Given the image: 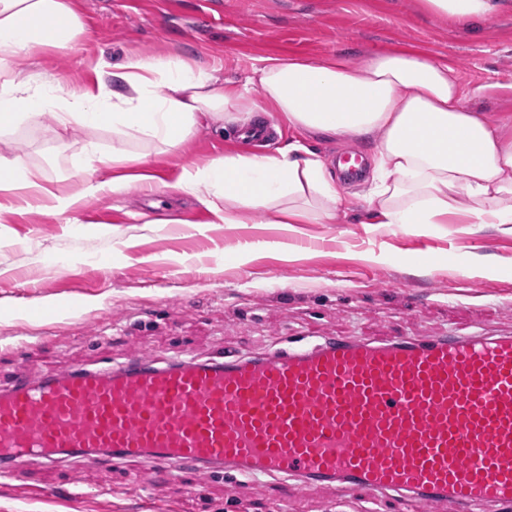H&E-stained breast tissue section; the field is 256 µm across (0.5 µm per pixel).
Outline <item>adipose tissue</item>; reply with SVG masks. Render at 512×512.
<instances>
[{
    "label": "adipose tissue",
    "instance_id": "obj_1",
    "mask_svg": "<svg viewBox=\"0 0 512 512\" xmlns=\"http://www.w3.org/2000/svg\"><path fill=\"white\" fill-rule=\"evenodd\" d=\"M85 22L73 0H0V129L40 124L111 129V161H147L177 151L200 122L252 124L281 113L289 128L330 139H374L366 193L370 224H511L512 117L494 122L463 105L483 86L463 87L448 65L407 53L352 64L345 57H263L245 85L180 57H99L96 82L80 92L16 69L28 57L79 42ZM259 86L261 103L249 98ZM42 168L0 149V210L7 202L61 214L78 197L46 185ZM181 188L227 224L260 212L267 223L329 224L342 195L323 159L300 141L270 154H228L184 168Z\"/></svg>",
    "mask_w": 512,
    "mask_h": 512
}]
</instances>
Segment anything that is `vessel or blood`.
<instances>
[{
	"label": "vessel or blood",
	"instance_id": "obj_1",
	"mask_svg": "<svg viewBox=\"0 0 512 512\" xmlns=\"http://www.w3.org/2000/svg\"><path fill=\"white\" fill-rule=\"evenodd\" d=\"M285 473L404 512L512 507V336L336 339L253 360L140 357L0 389V481L65 454Z\"/></svg>",
	"mask_w": 512,
	"mask_h": 512
}]
</instances>
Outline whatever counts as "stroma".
I'll return each instance as SVG.
<instances>
[{
    "label": "stroma",
    "instance_id": "stroma-1",
    "mask_svg": "<svg viewBox=\"0 0 512 512\" xmlns=\"http://www.w3.org/2000/svg\"><path fill=\"white\" fill-rule=\"evenodd\" d=\"M86 32L18 70L79 91L99 53L179 56L220 65L244 82L256 59L345 55L353 64L408 50L453 69L461 85L487 86L474 111L512 114V0L485 19L451 20L423 0H76ZM11 151L45 170L55 192L81 195L54 216L0 212V386L22 375L122 365L138 356L213 359L269 356L290 342L333 337L386 343L401 336L512 333V233L494 224H367L363 183L341 184L331 224L297 234L260 213L224 224L179 186L184 167L245 153L233 126L199 128L181 149L148 162L75 170L61 142L112 150L108 129L60 132L51 117L7 133ZM128 183L113 188L115 175ZM98 184L87 195L86 183ZM265 241L262 250L248 249ZM302 249L297 261L283 250ZM492 260L483 275L459 257ZM401 512L336 482L297 491L290 477L215 468L172 471L147 460L90 466L67 459L0 486V512Z\"/></svg>",
    "mask_w": 512,
    "mask_h": 512
}]
</instances>
